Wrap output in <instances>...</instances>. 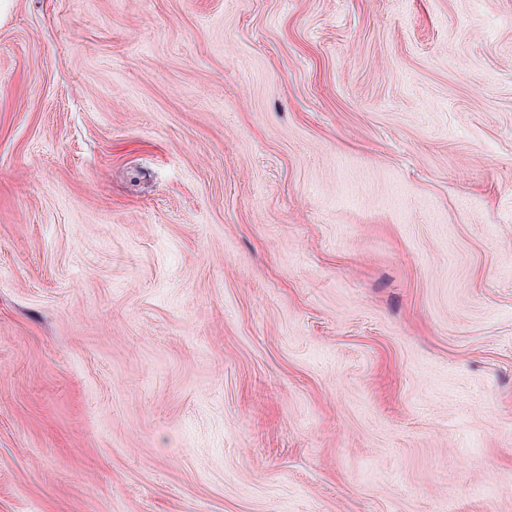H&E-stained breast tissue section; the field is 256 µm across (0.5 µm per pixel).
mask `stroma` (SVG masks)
I'll use <instances>...</instances> for the list:
<instances>
[{"label": "stroma", "mask_w": 512, "mask_h": 512, "mask_svg": "<svg viewBox=\"0 0 512 512\" xmlns=\"http://www.w3.org/2000/svg\"><path fill=\"white\" fill-rule=\"evenodd\" d=\"M0 512H512V0H0Z\"/></svg>", "instance_id": "stroma-1"}]
</instances>
